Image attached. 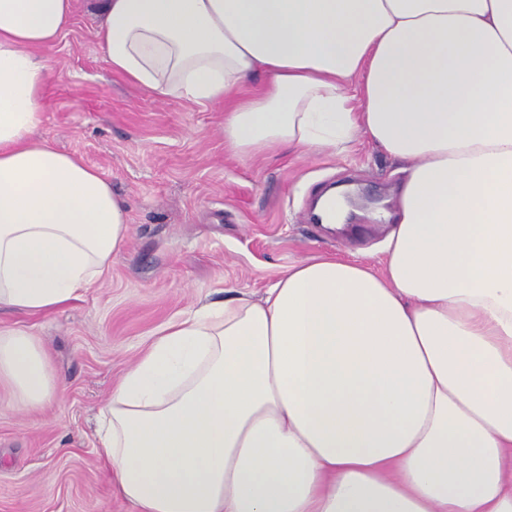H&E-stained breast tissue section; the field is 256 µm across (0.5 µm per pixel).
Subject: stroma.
I'll return each mask as SVG.
<instances>
[{"mask_svg": "<svg viewBox=\"0 0 512 512\" xmlns=\"http://www.w3.org/2000/svg\"><path fill=\"white\" fill-rule=\"evenodd\" d=\"M99 21L77 0L49 51L38 131L99 171L129 234L103 277L32 324L65 393L38 409L0 389V512H136L96 453L97 418L152 334L228 290L261 297L289 265L320 254L372 263L403 175L366 137L343 152L224 145V108L146 93L110 69ZM352 185L340 231L310 220L317 193Z\"/></svg>", "mask_w": 512, "mask_h": 512, "instance_id": "35a3bbf8", "label": "stroma"}]
</instances>
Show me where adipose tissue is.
I'll list each match as a JSON object with an SVG mask.
<instances>
[{"label": "adipose tissue", "instance_id": "obj_1", "mask_svg": "<svg viewBox=\"0 0 512 512\" xmlns=\"http://www.w3.org/2000/svg\"><path fill=\"white\" fill-rule=\"evenodd\" d=\"M112 71L224 106V144L404 162L382 268L300 261L258 299L159 330L113 387L98 455L137 512H512V0H87ZM74 0H0V313L38 316L129 226L57 150L46 55ZM266 83L249 96L255 75ZM0 326V385H57Z\"/></svg>", "mask_w": 512, "mask_h": 512}]
</instances>
